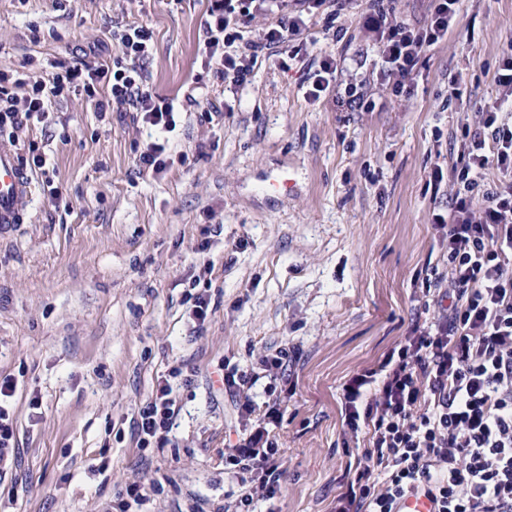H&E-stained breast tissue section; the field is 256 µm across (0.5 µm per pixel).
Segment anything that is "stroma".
Wrapping results in <instances>:
<instances>
[{
    "label": "stroma",
    "mask_w": 512,
    "mask_h": 512,
    "mask_svg": "<svg viewBox=\"0 0 512 512\" xmlns=\"http://www.w3.org/2000/svg\"><path fill=\"white\" fill-rule=\"evenodd\" d=\"M369 3L348 0L331 23L315 14L302 35L307 57L333 53L364 81L376 104L365 112L340 91L307 102L295 61L225 86L199 48L207 0H0V71L46 82L55 65L111 60L115 33L135 23L153 32V95L199 101L153 176L136 158L154 131L82 94L14 143L19 159L50 151L55 164L33 172L24 222L0 239V374L17 383L19 432L0 512H102L133 481L149 488L148 512H218L238 495L224 448L243 433L219 379L281 346L296 378L270 428L284 473L256 510L334 512L358 453L340 386L409 334L417 276L445 272L434 216L455 135L501 97L512 42V0H461L398 94L377 78L360 24ZM198 275L211 297L202 323L183 302ZM164 380L178 414L166 439L138 447V410Z\"/></svg>",
    "instance_id": "1"
}]
</instances>
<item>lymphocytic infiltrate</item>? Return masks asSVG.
<instances>
[{
    "label": "lymphocytic infiltrate",
    "mask_w": 512,
    "mask_h": 512,
    "mask_svg": "<svg viewBox=\"0 0 512 512\" xmlns=\"http://www.w3.org/2000/svg\"><path fill=\"white\" fill-rule=\"evenodd\" d=\"M208 2L206 64L219 79L241 86L267 51L286 44L289 58L299 56L307 14L327 5L344 9L347 0H298L293 9L288 0ZM458 8L459 0H434L427 22L413 25L370 6L363 26L377 48L379 79L404 87L430 47L447 34ZM273 10L276 22L258 39L246 38L243 25L257 12ZM116 39L111 62L72 66L49 82L0 71V129L17 133L47 123L53 102L80 91L95 99L99 111L126 106L159 133L173 132L183 103L153 95L140 67L152 49L151 31L128 24ZM342 72L335 56H320L301 86L304 99L317 102L335 92ZM477 116L476 125L459 136L460 166L448 212L435 217L447 272L424 277L417 296L421 308L437 307V315L341 385L344 433L366 436L367 443L336 499V512H396L398 501L412 493L426 494L434 512H512V183L485 184L491 168L512 176V113L483 103ZM289 363L282 348L265 356L259 370L234 367L224 374L225 392L243 398V422H251L254 413L246 391L260 377H284ZM15 393L14 379L0 378V480L17 463ZM170 394L169 385L158 386L140 407L139 446L168 432L176 412ZM277 453L261 427L225 449L224 464L241 487L235 512H254L256 498L278 492Z\"/></svg>",
    "instance_id": "1"
}]
</instances>
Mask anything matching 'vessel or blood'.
I'll return each mask as SVG.
<instances>
[{"label":"vessel or blood","instance_id":"b4317fda","mask_svg":"<svg viewBox=\"0 0 512 512\" xmlns=\"http://www.w3.org/2000/svg\"><path fill=\"white\" fill-rule=\"evenodd\" d=\"M34 183L10 145L0 143V236L21 224L20 204L31 197Z\"/></svg>","mask_w":512,"mask_h":512}]
</instances>
